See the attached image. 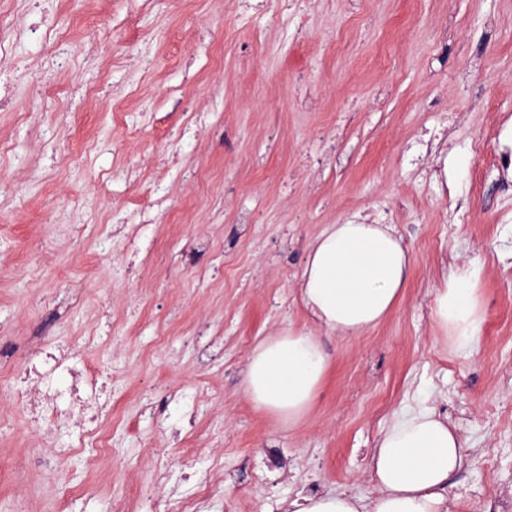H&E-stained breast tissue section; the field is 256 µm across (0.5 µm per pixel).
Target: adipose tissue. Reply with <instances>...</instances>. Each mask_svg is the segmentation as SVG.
Returning a JSON list of instances; mask_svg holds the SVG:
<instances>
[{
	"mask_svg": "<svg viewBox=\"0 0 512 512\" xmlns=\"http://www.w3.org/2000/svg\"><path fill=\"white\" fill-rule=\"evenodd\" d=\"M411 256L393 225L346 221L311 244L300 274L301 300L314 321L342 337L379 325L406 285ZM439 333L458 349L480 336L484 307L475 272L444 278L435 290ZM330 360L309 332H281L261 340L245 368V387L256 408L285 421L300 420L315 402ZM466 460L460 436L430 408L404 416L370 451L377 492L341 491L290 502L291 512H449L448 481Z\"/></svg>",
	"mask_w": 512,
	"mask_h": 512,
	"instance_id": "1",
	"label": "adipose tissue"
}]
</instances>
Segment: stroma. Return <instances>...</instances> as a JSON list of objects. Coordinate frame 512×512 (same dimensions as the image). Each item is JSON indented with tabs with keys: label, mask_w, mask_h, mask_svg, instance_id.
I'll return each mask as SVG.
<instances>
[{
	"label": "stroma",
	"mask_w": 512,
	"mask_h": 512,
	"mask_svg": "<svg viewBox=\"0 0 512 512\" xmlns=\"http://www.w3.org/2000/svg\"><path fill=\"white\" fill-rule=\"evenodd\" d=\"M0 336L52 337L115 375L111 450L42 457L64 435L13 434L0 397V512H283L300 496L373 495L368 450L406 414L461 428L452 512H512V0H0ZM68 30L56 83L35 85ZM413 254L377 328L322 336L331 365L288 426L256 409L263 337L317 332L299 296L312 240L351 215ZM472 265L485 321L467 352L440 338L434 290ZM94 345H87L88 337ZM182 400L173 411L167 397Z\"/></svg>",
	"instance_id": "obj_1"
}]
</instances>
